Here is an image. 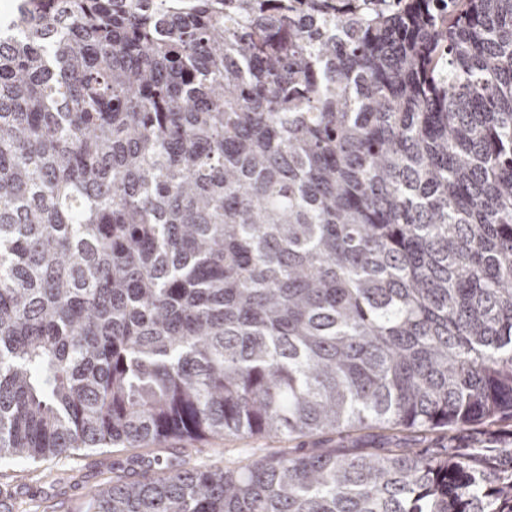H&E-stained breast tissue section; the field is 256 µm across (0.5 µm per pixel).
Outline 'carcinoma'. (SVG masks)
Returning <instances> with one entry per match:
<instances>
[{
    "label": "carcinoma",
    "instance_id": "carcinoma-1",
    "mask_svg": "<svg viewBox=\"0 0 512 512\" xmlns=\"http://www.w3.org/2000/svg\"><path fill=\"white\" fill-rule=\"evenodd\" d=\"M23 0L0 461L512 415V0ZM85 512H512V447L132 455Z\"/></svg>",
    "mask_w": 512,
    "mask_h": 512
}]
</instances>
